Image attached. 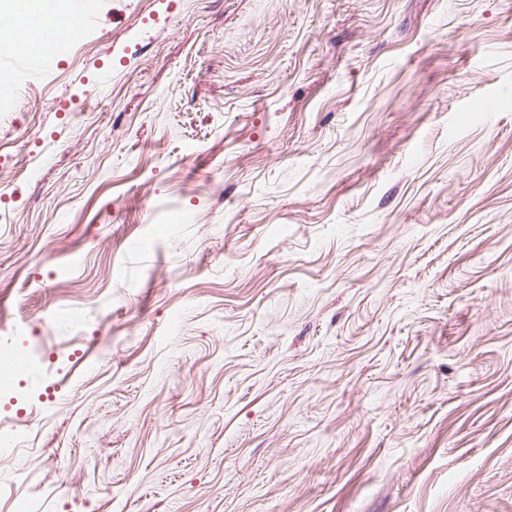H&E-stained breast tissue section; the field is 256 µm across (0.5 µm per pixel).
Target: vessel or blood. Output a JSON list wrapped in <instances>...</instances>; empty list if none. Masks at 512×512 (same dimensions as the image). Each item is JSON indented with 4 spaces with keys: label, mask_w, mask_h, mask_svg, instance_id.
<instances>
[{
    "label": "vessel or blood",
    "mask_w": 512,
    "mask_h": 512,
    "mask_svg": "<svg viewBox=\"0 0 512 512\" xmlns=\"http://www.w3.org/2000/svg\"><path fill=\"white\" fill-rule=\"evenodd\" d=\"M34 9L54 18L57 32L40 38L32 50L14 40L0 41V112L13 107L11 89L18 73H28L35 80L44 77L72 39L85 36L100 23L98 16L87 8L86 0H66L61 13L56 10V0H34Z\"/></svg>",
    "instance_id": "obj_1"
}]
</instances>
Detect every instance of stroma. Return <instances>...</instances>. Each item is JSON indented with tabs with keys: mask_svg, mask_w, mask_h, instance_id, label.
<instances>
[{
	"mask_svg": "<svg viewBox=\"0 0 512 512\" xmlns=\"http://www.w3.org/2000/svg\"><path fill=\"white\" fill-rule=\"evenodd\" d=\"M87 5L0 113V512H512V0Z\"/></svg>",
	"mask_w": 512,
	"mask_h": 512,
	"instance_id": "1",
	"label": "stroma"
}]
</instances>
